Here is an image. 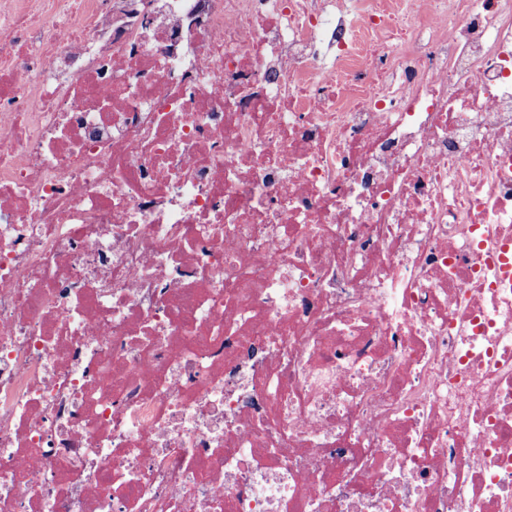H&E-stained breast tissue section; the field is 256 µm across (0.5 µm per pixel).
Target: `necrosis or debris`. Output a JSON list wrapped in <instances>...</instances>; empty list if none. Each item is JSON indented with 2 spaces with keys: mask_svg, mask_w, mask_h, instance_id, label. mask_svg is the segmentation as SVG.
Wrapping results in <instances>:
<instances>
[{
  "mask_svg": "<svg viewBox=\"0 0 512 512\" xmlns=\"http://www.w3.org/2000/svg\"><path fill=\"white\" fill-rule=\"evenodd\" d=\"M0 512H512V0H0Z\"/></svg>",
  "mask_w": 512,
  "mask_h": 512,
  "instance_id": "obj_1",
  "label": "necrosis or debris"
}]
</instances>
